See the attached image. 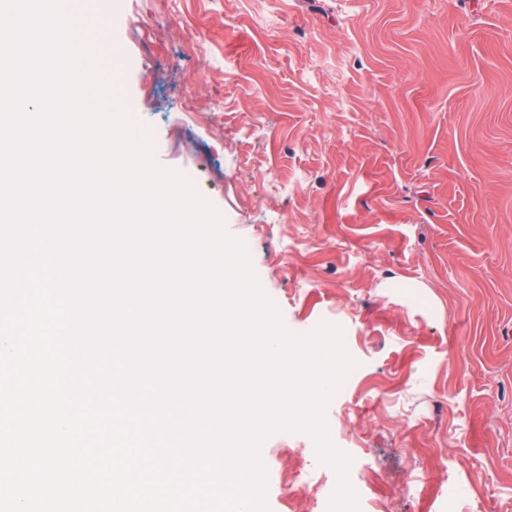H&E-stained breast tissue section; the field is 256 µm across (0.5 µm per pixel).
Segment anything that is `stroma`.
I'll use <instances>...</instances> for the list:
<instances>
[{
	"label": "stroma",
	"instance_id": "obj_1",
	"mask_svg": "<svg viewBox=\"0 0 512 512\" xmlns=\"http://www.w3.org/2000/svg\"><path fill=\"white\" fill-rule=\"evenodd\" d=\"M109 20L155 163L241 240L284 328H341L324 418L358 512H512V0H71ZM269 512H328L314 439Z\"/></svg>",
	"mask_w": 512,
	"mask_h": 512
}]
</instances>
